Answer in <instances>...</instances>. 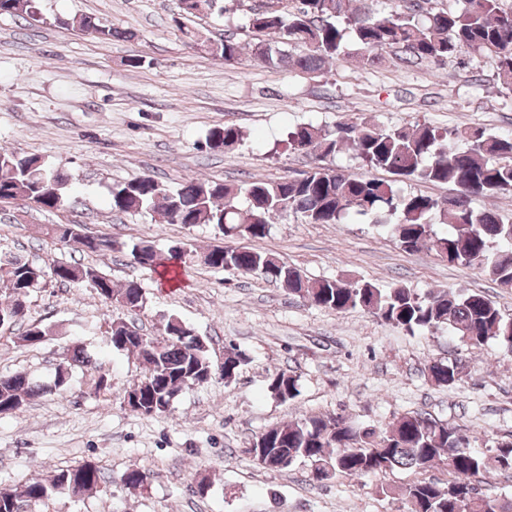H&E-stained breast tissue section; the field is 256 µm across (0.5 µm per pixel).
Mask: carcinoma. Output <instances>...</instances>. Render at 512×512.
<instances>
[{"mask_svg": "<svg viewBox=\"0 0 512 512\" xmlns=\"http://www.w3.org/2000/svg\"><path fill=\"white\" fill-rule=\"evenodd\" d=\"M376 0H265L252 8L247 27L253 38L241 42L224 36L208 46L227 65H241L252 54L270 63L307 74L321 73L346 56H356L361 66L380 63L383 53L399 52L407 64L424 61L445 65L465 53L491 57L496 81L512 86V9L503 0H454L448 8H426L420 0L402 6L390 2L381 10ZM43 21L39 0H0V16L18 13ZM79 29L100 37L112 29L85 16ZM297 46L300 53L285 54L281 46ZM242 140L234 124L210 130L207 143L231 147ZM295 150L321 161L345 149L369 170L391 175L385 180L316 165L301 178L255 179L245 189L214 180L189 178L169 190L150 175L118 183L110 191L114 211L135 214L156 209L168 224H213L224 236L242 240L236 246L210 247L201 261L211 269L236 271L278 284L288 295L316 306L343 313L367 311L408 333H434L442 328L474 349L494 341L512 353V315L504 313L479 292L456 294L447 290L421 293L402 285L386 287L372 281L311 279L279 257L249 245L265 237L271 224L288 213L307 224H345L354 215L387 227L406 251L425 250L452 265L477 266L503 288H512V219L498 209L471 207L475 197L495 200L512 195V131L492 133L481 126L439 131L426 124L384 127L370 119L339 122L333 128L298 125L287 134ZM68 175L47 165L38 155L0 151V204L22 199L40 209L53 210L67 200ZM407 182L452 184L448 198L405 193ZM444 230H434V225ZM55 244L63 249L92 253L112 250L106 237L77 238L69 227L51 229ZM133 261L162 274H178L191 257L175 245L162 251L142 241L131 248ZM50 277L60 284L90 287L106 303L130 310L145 306L142 288L135 281L118 287L91 266L56 263L45 269L18 254L0 256V326L12 327L23 315L30 294ZM50 329L29 326L17 337L26 346L43 343ZM107 344L137 355L144 376L126 390L124 399L139 397L134 412L145 416L166 413L178 392L200 386L220 375L224 383L238 376L246 355L236 346L226 348L224 364L216 365L207 341L190 334V327L174 318L164 336L152 337L123 321L112 323ZM99 373L96 389L108 390L102 364L76 344L67 350L53 385L30 381L17 373L0 376V414L61 390L71 367ZM429 380L453 386L463 378L461 367L443 361L427 366ZM272 396L287 402L299 394V378L282 370L271 379ZM246 452L262 468L290 469L297 462L310 466L318 482L361 478L395 469L419 475L399 494L408 512H512V497L486 493L481 477L496 470H512V440H497L478 450L460 428L438 424L424 412H408L383 428L363 425L350 414H321L270 427L256 435ZM445 468L450 479L442 483L425 477ZM151 472L131 467L121 475L129 488H142ZM104 483L101 470L90 463L57 473L47 482L33 481L21 491L3 489L0 512H19L21 503H40L56 491L82 497Z\"/></svg>", "mask_w": 512, "mask_h": 512, "instance_id": "1", "label": "carcinoma"}]
</instances>
